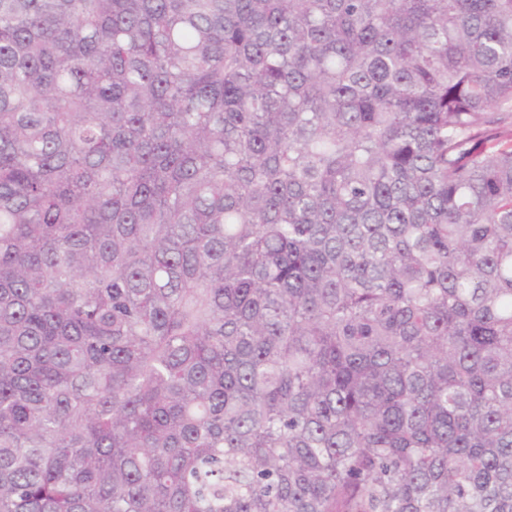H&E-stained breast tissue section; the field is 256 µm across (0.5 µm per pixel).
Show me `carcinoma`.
I'll use <instances>...</instances> for the list:
<instances>
[{"instance_id":"1","label":"carcinoma","mask_w":512,"mask_h":512,"mask_svg":"<svg viewBox=\"0 0 512 512\" xmlns=\"http://www.w3.org/2000/svg\"><path fill=\"white\" fill-rule=\"evenodd\" d=\"M0 512H512V0H0Z\"/></svg>"}]
</instances>
